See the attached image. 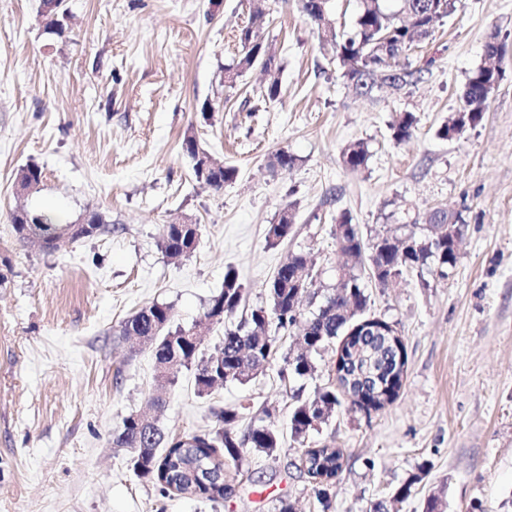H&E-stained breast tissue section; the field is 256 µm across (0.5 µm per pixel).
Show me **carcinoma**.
<instances>
[{
    "instance_id": "obj_1",
    "label": "carcinoma",
    "mask_w": 512,
    "mask_h": 512,
    "mask_svg": "<svg viewBox=\"0 0 512 512\" xmlns=\"http://www.w3.org/2000/svg\"><path fill=\"white\" fill-rule=\"evenodd\" d=\"M300 2L302 13L317 27H323L331 0ZM360 2L353 29L342 35L333 34L332 43L336 46V61L347 86L356 95L367 98L373 97L383 85L399 92L418 82L421 70L406 63L407 52L416 42L427 40L435 25L454 15L460 7V0ZM265 24L266 15L258 10L251 14L248 25L240 29L241 54L234 67L225 69L227 80L256 65L265 70L276 67L275 53L262 40L261 31ZM380 37L387 40L389 53L386 57L379 53L376 45ZM499 59L500 45L497 35L493 34L485 45L484 62L466 83L461 113L484 115L488 98L496 89L493 80L503 78ZM416 123L411 112L396 115L391 123L394 140L398 143L411 140ZM183 151L194 162L196 179L212 190L220 191L224 185L236 181L237 167L213 159L199 147L194 137L184 139ZM368 158V145L361 141L350 144L343 152V163L352 170L364 166ZM295 164L293 154L278 150L270 156L268 169L276 174ZM42 179V170L35 165L21 168L16 177L17 184L24 189L39 186ZM10 219L20 243L36 244L47 253L59 250L67 242L112 233V226L104 223L96 212L88 213L78 224H63L53 214L25 208L13 211ZM428 221L435 225V232L424 239L425 246L403 252L398 244L390 242V236L379 235L376 252L370 255L364 251L361 234L351 223V218L341 215L337 223L347 229V245L341 249L347 257L341 264L344 270L342 284L319 294L306 315L292 307L290 284L299 273L310 285H315L307 255L292 254L278 268L269 285V305L251 309L250 314L236 324L231 320L245 299V288L238 274L232 269L227 270L224 287L211 297L203 314L204 321L224 325L222 347L209 357L200 355L204 341L201 323L170 328L173 318L170 306L153 303L120 322L112 335L122 339L136 336L151 349L157 370L156 382L161 391L171 387L182 370L193 369L197 393L207 395L217 386L250 382L277 359L282 361L280 377L292 383L286 434L271 420L268 409L264 410V416L252 417L244 426L241 425L245 419L243 413L237 409H224L216 413L218 426L213 430L171 436L165 435L157 417L145 411L123 416L112 445L133 450L132 467L136 477L158 486L164 493L190 491L203 501L217 503L232 491L225 480L226 470H242L252 453L274 459L283 448L285 438L302 445L310 434L327 424L345 396L329 386L320 387L312 396L306 397L303 382L316 373V357L335 343L348 325L371 316L366 280L381 283L390 275L400 278L415 270H425L444 280L448 278V270L457 264L458 254L448 244V225L464 224L462 212L446 206L435 207L428 213ZM292 230L293 214L288 211L269 226L267 244H279ZM201 237L202 225L195 222L165 224L158 246L169 258L180 259L198 248ZM281 332L302 334L308 345L307 352L293 353L283 349L279 338ZM400 388V380L388 382L390 394L384 404L366 391L359 398L358 406L382 409L396 401ZM342 467V449L327 444L305 449L299 463V470L314 485L316 498L322 504L327 501V488ZM427 475L428 471L423 467L410 474L393 493L394 500L403 502L411 497L416 485Z\"/></svg>"
}]
</instances>
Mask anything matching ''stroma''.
I'll list each match as a JSON object with an SVG mask.
<instances>
[{
    "label": "stroma",
    "mask_w": 512,
    "mask_h": 512,
    "mask_svg": "<svg viewBox=\"0 0 512 512\" xmlns=\"http://www.w3.org/2000/svg\"><path fill=\"white\" fill-rule=\"evenodd\" d=\"M40 4L0 0V512H277L283 498L298 512H371L379 501L422 512L431 494L443 512L476 501L512 512V0H461L409 51L421 79L372 100L347 87L298 0H64L59 35L45 30ZM257 5L280 66L271 103L260 69L224 78ZM492 36L504 78L483 121L439 138ZM399 112L417 119L401 144L390 129ZM187 136L237 166V180L203 186L181 147ZM359 140L370 156L351 171L341 153ZM280 149L296 164L274 176L267 160ZM27 165L43 180L22 194L15 177ZM288 205L293 232L268 246L267 227ZM439 205L466 219L449 278L410 272L368 287L372 312L404 338L407 371L394 404L368 416L341 406L316 434L344 452L328 505L289 442L277 458L227 470L234 492L215 505L134 475L112 434L143 408L155 363L148 348L114 341L113 326L152 303L191 326L229 267L247 308L267 305L294 252L313 261L317 287L333 288L340 214L370 238ZM19 206L72 224L95 210L114 230L46 254L16 240ZM188 218L203 224L202 241L170 259L157 246L162 227ZM167 399L160 424L172 434L210 431L224 408H271L284 429L291 404L275 365L205 397L186 371ZM421 465L429 473L413 496L392 502Z\"/></svg>",
    "instance_id": "obj_1"
}]
</instances>
